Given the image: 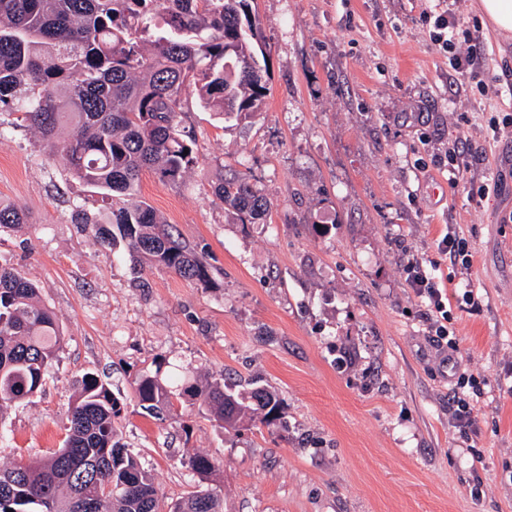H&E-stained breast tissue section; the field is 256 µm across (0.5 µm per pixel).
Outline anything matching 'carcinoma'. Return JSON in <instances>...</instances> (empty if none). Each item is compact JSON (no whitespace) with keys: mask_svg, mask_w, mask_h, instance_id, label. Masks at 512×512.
Segmentation results:
<instances>
[{"mask_svg":"<svg viewBox=\"0 0 512 512\" xmlns=\"http://www.w3.org/2000/svg\"><path fill=\"white\" fill-rule=\"evenodd\" d=\"M261 27L251 0H0V112L34 129L68 174L107 204L99 221L78 206L72 221L103 245L114 232L130 255L208 285L207 263L138 199L142 172L176 184L194 166L195 137L184 125L183 95L194 84L201 105L224 118L261 111L267 87ZM215 195L241 223L256 224L270 203L256 185L233 176ZM26 223L0 201V228ZM63 335L39 288L0 263V419L41 392ZM144 408L160 415L173 394L155 376L136 382ZM183 393L224 430L274 424L278 396L251 392L254 404L224 379L191 383ZM125 404L94 373L83 375L68 412L62 447L0 465V512H221V496L194 490L164 505L151 473L121 443ZM187 466L206 479L216 471L196 454Z\"/></svg>","mask_w":512,"mask_h":512,"instance_id":"obj_1","label":"carcinoma"}]
</instances>
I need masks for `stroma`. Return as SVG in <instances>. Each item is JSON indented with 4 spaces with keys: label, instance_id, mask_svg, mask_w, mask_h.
I'll use <instances>...</instances> for the list:
<instances>
[{
    "label": "stroma",
    "instance_id": "stroma-1",
    "mask_svg": "<svg viewBox=\"0 0 512 512\" xmlns=\"http://www.w3.org/2000/svg\"><path fill=\"white\" fill-rule=\"evenodd\" d=\"M475 0H254L268 93L252 118L223 120L183 97L196 164L179 185L144 172L139 196L205 254L200 286L133 265L71 221L98 211L64 178L37 132L0 114V199L27 217L0 230V261L38 283L65 343L36 396L11 408L0 464L61 447L82 376L125 403L123 440L165 502L202 480L187 459H216L224 512H512V127L485 140L486 117L512 114V40L483 27ZM479 27L498 94L449 77L431 19ZM469 149L455 170L457 133ZM238 175L270 202L243 224L214 194ZM491 190L472 197L471 181ZM456 225L474 252L460 273L436 251ZM451 276L454 342L434 336L409 257ZM481 393L459 430L460 373ZM168 386L256 380L283 405L276 425L219 431L190 399L158 420L137 404L142 374Z\"/></svg>",
    "mask_w": 512,
    "mask_h": 512
}]
</instances>
